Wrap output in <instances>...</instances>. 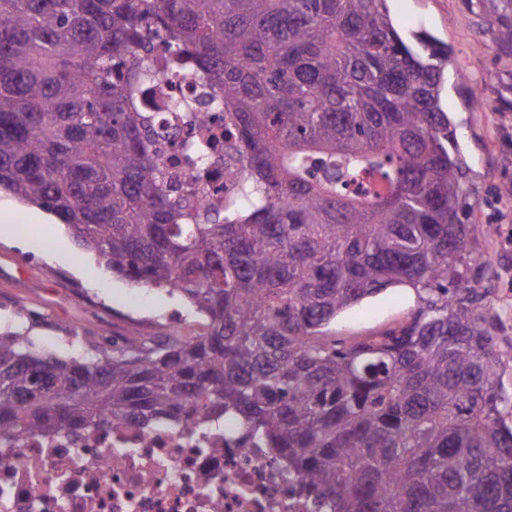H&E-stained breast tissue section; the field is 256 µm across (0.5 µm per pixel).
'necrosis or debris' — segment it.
I'll use <instances>...</instances> for the list:
<instances>
[{"mask_svg":"<svg viewBox=\"0 0 512 512\" xmlns=\"http://www.w3.org/2000/svg\"><path fill=\"white\" fill-rule=\"evenodd\" d=\"M210 90L192 73L158 79L148 95L160 107L156 130L166 145L194 140L188 118L162 109L186 96L198 111L212 109ZM204 190L206 206L224 202V153L208 166L183 167ZM102 465L91 478L93 465ZM0 512H322L288 478L275 449L248 439L235 423L196 434L158 425L144 434L120 424L111 431L35 435L18 448L0 447Z\"/></svg>","mask_w":512,"mask_h":512,"instance_id":"necrosis-or-debris-1","label":"necrosis or debris"}]
</instances>
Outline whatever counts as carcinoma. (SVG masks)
I'll use <instances>...</instances> for the list:
<instances>
[{"label":"carcinoma","mask_w":512,"mask_h":512,"mask_svg":"<svg viewBox=\"0 0 512 512\" xmlns=\"http://www.w3.org/2000/svg\"><path fill=\"white\" fill-rule=\"evenodd\" d=\"M512 65V0H465ZM188 69L224 110V206L160 164L145 92ZM386 0H0V189L116 276L181 294L199 336L57 358L0 336V446L233 419L326 512H512L485 232L442 105L450 54ZM200 130L211 115L189 98ZM211 139L184 146L207 165ZM409 323L317 337L390 287Z\"/></svg>","instance_id":"1"}]
</instances>
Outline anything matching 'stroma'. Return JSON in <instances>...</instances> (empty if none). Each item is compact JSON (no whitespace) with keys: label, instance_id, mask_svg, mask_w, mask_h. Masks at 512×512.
Wrapping results in <instances>:
<instances>
[{"label":"stroma","instance_id":"obj_1","mask_svg":"<svg viewBox=\"0 0 512 512\" xmlns=\"http://www.w3.org/2000/svg\"><path fill=\"white\" fill-rule=\"evenodd\" d=\"M396 29L405 36L425 30L447 44L470 85H483L493 101H512V68L495 57L494 38L482 31L478 17L463 0H387ZM466 91L449 81L443 104L456 125L458 147L472 169L465 201L469 223L483 225L488 264L485 285L492 290L499 322L498 343L504 353L502 391L512 398V112L466 107ZM26 242L16 246L0 238V332L23 333L40 351L61 358L99 350L111 353L106 336H196L207 320L177 296L132 285L112 276L94 258L72 249L70 259L50 254L61 221L48 216L34 229L17 217ZM85 272H76L73 260ZM419 306L414 289L393 287L340 314L320 332L355 342L405 325Z\"/></svg>","mask_w":512,"mask_h":512}]
</instances>
